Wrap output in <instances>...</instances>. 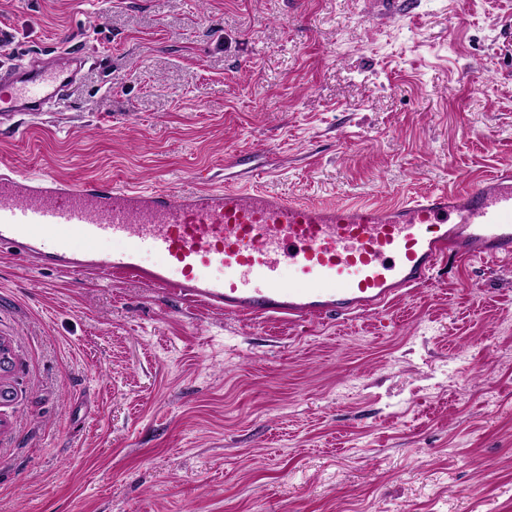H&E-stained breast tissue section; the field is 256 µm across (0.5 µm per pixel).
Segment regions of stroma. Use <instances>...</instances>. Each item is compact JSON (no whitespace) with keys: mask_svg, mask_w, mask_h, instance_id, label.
Listing matches in <instances>:
<instances>
[{"mask_svg":"<svg viewBox=\"0 0 512 512\" xmlns=\"http://www.w3.org/2000/svg\"><path fill=\"white\" fill-rule=\"evenodd\" d=\"M81 53L0 163L389 205L512 166V0H0ZM0 512H512V260L281 325L0 248Z\"/></svg>","mask_w":512,"mask_h":512,"instance_id":"35a3bbf8","label":"stroma"}]
</instances>
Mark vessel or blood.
Segmentation results:
<instances>
[{"instance_id": "obj_1", "label": "vessel or blood", "mask_w": 512, "mask_h": 512, "mask_svg": "<svg viewBox=\"0 0 512 512\" xmlns=\"http://www.w3.org/2000/svg\"><path fill=\"white\" fill-rule=\"evenodd\" d=\"M83 60L0 70V121L40 112ZM118 245L99 251L101 241ZM46 267L162 288L228 315L312 322L384 310L430 284L448 257L512 259V169L467 192L391 206L301 203L263 189L79 184L0 165V247ZM159 262L144 266L143 256Z\"/></svg>"}]
</instances>
